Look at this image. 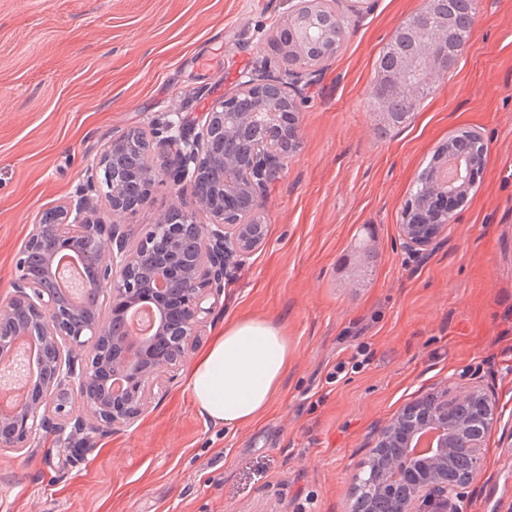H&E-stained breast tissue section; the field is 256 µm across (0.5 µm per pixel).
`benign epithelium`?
<instances>
[{
  "mask_svg": "<svg viewBox=\"0 0 512 512\" xmlns=\"http://www.w3.org/2000/svg\"><path fill=\"white\" fill-rule=\"evenodd\" d=\"M289 3L272 31L277 63L242 73L234 92L199 117L170 112L150 138L134 127L112 137L82 192L33 225L12 292L0 300V364L25 336L37 347L36 366L25 402L0 411L1 448H30L50 430L64 462L74 464L97 436L131 427L148 396L178 379L224 277L265 243L264 196L288 165L305 86L326 58L316 44L332 37L335 0ZM477 15L476 0H422L417 17L432 38L377 69L373 103L383 108L409 96L414 83L447 77L448 39L472 33ZM487 151L481 137L455 141L463 181L479 179ZM158 183L169 186L174 203L133 244L122 217ZM416 183L422 190L404 207L399 236L422 250L452 217L448 201L466 197L465 186L448 187V145ZM101 197L110 218L101 216ZM65 248L90 264L81 308L53 287V261ZM170 298L179 301L177 318ZM140 305L156 315L149 338L124 328L126 312ZM495 422V403L478 383L464 387L452 406L445 388L404 407L373 435L353 478L349 512H459Z\"/></svg>",
  "mask_w": 512,
  "mask_h": 512,
  "instance_id": "7a95c632",
  "label": "benign epithelium"
}]
</instances>
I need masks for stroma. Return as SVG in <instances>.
Returning a JSON list of instances; mask_svg holds the SVG:
<instances>
[{"instance_id": "35a3bbf8", "label": "stroma", "mask_w": 512, "mask_h": 512, "mask_svg": "<svg viewBox=\"0 0 512 512\" xmlns=\"http://www.w3.org/2000/svg\"><path fill=\"white\" fill-rule=\"evenodd\" d=\"M421 0L336 9L343 49L305 91L298 145L264 202L267 239L224 281L193 338L243 317L288 338L279 392L254 423L202 415L180 374L129 429L64 467L52 433L0 450V512H348L373 432L477 374L498 420L460 512H512V0H478L455 68L398 126L372 112L377 58ZM288 0H0V299L42 213L75 194L105 144L168 112L208 111L275 59ZM489 144L435 245L405 248L402 212L455 131ZM167 186L125 216L144 236ZM368 260H361L362 252Z\"/></svg>"}]
</instances>
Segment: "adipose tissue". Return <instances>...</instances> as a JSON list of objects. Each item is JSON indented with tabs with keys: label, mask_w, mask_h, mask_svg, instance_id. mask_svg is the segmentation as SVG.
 <instances>
[{
	"label": "adipose tissue",
	"mask_w": 512,
	"mask_h": 512,
	"mask_svg": "<svg viewBox=\"0 0 512 512\" xmlns=\"http://www.w3.org/2000/svg\"><path fill=\"white\" fill-rule=\"evenodd\" d=\"M287 371V337L267 321L243 318L197 356L188 388L201 414L234 429L258 419Z\"/></svg>",
	"instance_id": "ef3b65f1"
}]
</instances>
